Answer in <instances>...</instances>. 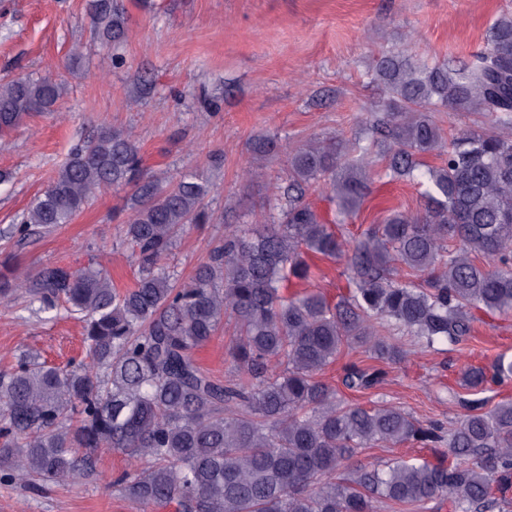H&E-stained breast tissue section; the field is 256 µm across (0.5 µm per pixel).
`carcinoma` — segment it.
Segmentation results:
<instances>
[{
  "instance_id": "obj_1",
  "label": "carcinoma",
  "mask_w": 512,
  "mask_h": 512,
  "mask_svg": "<svg viewBox=\"0 0 512 512\" xmlns=\"http://www.w3.org/2000/svg\"><path fill=\"white\" fill-rule=\"evenodd\" d=\"M89 10L101 41L129 39L120 0H89ZM371 81L384 98L365 117L366 136L287 150L264 222L224 235L186 282L168 256L191 225L208 223L209 178L195 171L162 185L124 130L70 150L16 233L51 232L104 187H128L123 238L137 282L120 292L100 264L0 275L1 300L23 292L33 314L82 319L89 358L59 368L27 354L0 373V481H74L90 468L80 449L112 448L145 461L112 482L138 512H378L433 501L450 512L512 509V400L470 409L446 429L399 407L349 404L319 379L358 348L383 363L407 358L388 329L429 350L466 340L476 310L512 316V14L493 21L471 63L390 49ZM64 91L46 77L1 82L0 138L56 111ZM447 110L484 112L491 126L447 137L432 116ZM431 154L441 163L429 164ZM377 180L411 182L420 208L388 210L351 243L306 198L324 192L351 216ZM310 254L344 261L348 295L333 304L306 288L284 294L309 283ZM226 317L235 371L222 379L195 351ZM382 376L351 363L342 384L367 389ZM511 380L504 355L463 371L474 389ZM438 443L449 461L360 460L368 448Z\"/></svg>"
}]
</instances>
